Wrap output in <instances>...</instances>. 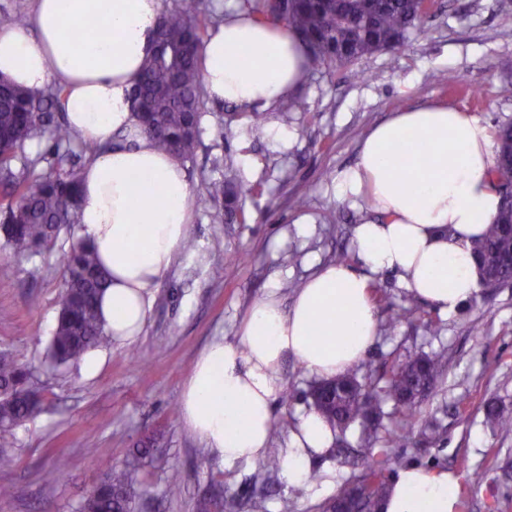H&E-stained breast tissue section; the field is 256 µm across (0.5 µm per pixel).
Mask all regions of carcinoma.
<instances>
[{
	"label": "carcinoma",
	"instance_id": "obj_1",
	"mask_svg": "<svg viewBox=\"0 0 512 512\" xmlns=\"http://www.w3.org/2000/svg\"><path fill=\"white\" fill-rule=\"evenodd\" d=\"M244 7L260 23L281 19L302 36L312 64L336 66L366 55L399 47L410 31L429 17L425 0H288L287 15L277 14L273 0H244ZM212 23L204 0H173L163 8L156 33L162 49L152 52L132 90L133 111L141 132L156 146L177 158L191 162L200 141L206 92L198 57L204 34ZM63 88H51L39 96L28 94L0 78V248L16 257H32L48 250L63 224L78 223L81 166L73 160L66 126L52 127L55 143L50 171L30 177L32 162L24 155L27 143L41 138L49 128L53 109ZM495 155L512 153V121L495 126ZM501 204L495 221L487 225L477 241L492 257L493 266L482 271V284L490 278L512 277L507 255L512 252V167L495 164L488 172ZM207 201L224 207V223L244 224L240 190L231 174L211 181ZM61 262L65 280L59 315L47 359L53 366L77 362L85 353L109 339L97 314V298L106 286L94 249L83 239L74 241ZM445 371L438 354H421L393 367L366 386L375 417L369 418L362 402L343 395L330 398L328 389L317 384L307 392L314 408L321 411L333 428L354 425L367 447L361 449L365 470L354 478L364 489L358 512H378L387 493L385 473L400 464L398 449L406 436L393 430L379 437L383 404L394 403V413L404 420L417 419V404L403 396L423 386L437 387ZM42 390L35 370L0 354V469H11L16 459L9 452L14 429L41 410ZM485 418L503 434L512 432V411L494 402L485 405ZM383 441L385 449L372 448ZM151 449L139 448L125 462L112 465V451L103 448L101 481L83 498L76 512H136L134 480Z\"/></svg>",
	"mask_w": 512,
	"mask_h": 512
}]
</instances>
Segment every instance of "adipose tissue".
Returning <instances> with one entry per match:
<instances>
[{
	"label": "adipose tissue",
	"mask_w": 512,
	"mask_h": 512,
	"mask_svg": "<svg viewBox=\"0 0 512 512\" xmlns=\"http://www.w3.org/2000/svg\"><path fill=\"white\" fill-rule=\"evenodd\" d=\"M161 6V0H34L30 23L0 25V76L34 94L58 81L68 126L101 147L82 171L78 222L109 275L100 319L120 345L144 330L192 222L183 165L141 135L129 100ZM88 24L99 29L90 42L75 35ZM310 66L297 33L257 23L244 11L225 15L202 48L209 96L244 112L274 108L306 81ZM414 135L426 141V159L407 150ZM495 162L489 126L452 106L400 110L372 127L337 186L339 198H366L384 217L354 229L362 269L320 265L288 305L269 289L248 309L238 342L218 339L199 353L182 386L180 412L206 450L228 468L266 457L286 358L319 380L364 358L378 325L369 273H395L413 297L446 312L470 301L480 289L472 243L499 209L487 175ZM333 441L316 410L301 413L283 459L289 484L308 482L313 462ZM457 489L451 473L411 465L400 470L382 512H458Z\"/></svg>",
	"instance_id": "obj_1"
}]
</instances>
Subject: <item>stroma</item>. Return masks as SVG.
Masks as SVG:
<instances>
[{
  "label": "stroma",
  "mask_w": 512,
  "mask_h": 512,
  "mask_svg": "<svg viewBox=\"0 0 512 512\" xmlns=\"http://www.w3.org/2000/svg\"><path fill=\"white\" fill-rule=\"evenodd\" d=\"M512 0H437L423 30L411 32L399 49L364 56L353 63L311 68L298 96L304 109L281 103L260 130L247 115H232L225 103L206 100L196 162L187 166L191 184L193 250L183 252L162 283L143 333L125 345L105 343L82 360L47 370L43 364L54 334L66 253L77 227H61L49 255L18 259L0 249V352L39 368L44 384L40 413L15 430L13 469L0 470V512H74L96 486L97 451L108 448L122 462L145 441L153 452L136 486L139 512H194L198 496L217 498L220 512H253L251 500L265 495L266 512H318L337 487L364 467L355 449L358 428L336 433L324 462L336 482L320 478L288 485L278 461L225 469L183 425L180 393L195 359L211 341L234 342L242 319L257 298L279 287L292 299L315 266L343 257L358 264L355 225L378 220L363 200H340L336 182L355 165L366 132L391 112L445 102L487 125L512 120V74L500 71V57H512V29L499 25V11ZM462 77L463 91L438 83L439 72ZM234 170L247 223L228 224L215 208L200 204L206 185ZM303 196L295 205L294 196ZM246 254L236 262V254ZM379 323L391 308H413L395 330H379L357 365L359 377L418 354L440 353L447 362L443 381L421 401L422 417L434 420L433 439L393 415L385 405L387 428L409 438L403 461L458 477L459 512H512V434L487 424L486 402L512 410V286L479 291L448 314L413 298L392 273L370 277ZM137 351L145 368L130 365ZM290 402L275 400L270 445L285 448L314 379L289 359L283 364ZM69 461L55 478L56 457ZM467 457L471 468L459 470ZM481 480H474V472ZM183 492L172 498L171 484Z\"/></svg>",
  "instance_id": "35a3bbf8"
}]
</instances>
